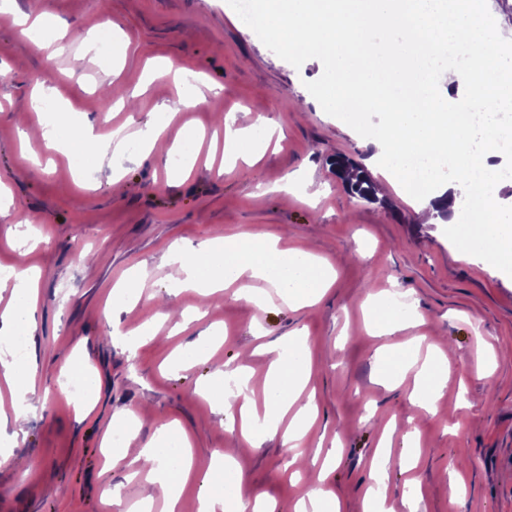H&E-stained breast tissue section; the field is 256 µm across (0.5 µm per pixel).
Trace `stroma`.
<instances>
[{"label":"stroma","mask_w":512,"mask_h":512,"mask_svg":"<svg viewBox=\"0 0 512 512\" xmlns=\"http://www.w3.org/2000/svg\"><path fill=\"white\" fill-rule=\"evenodd\" d=\"M42 0H0V267L37 276L36 321L0 326V357L31 369L44 408L17 429L0 416V512H131L161 492L138 450L164 424L188 432L199 462L236 449L248 502L273 501L293 512L313 481L335 494L341 512H363V495L380 444H387L380 493L388 512H512V268L490 269L484 253H462L460 224H427L401 188L386 194L384 212L345 191L330 161L342 155L364 166L374 183L387 175L366 138L326 114L306 89L322 70L316 61L294 67L239 23L225 0H51L52 25L67 50L54 58L21 37L18 14L37 15ZM119 25L112 59L96 36L105 21ZM206 73L207 107L187 123L173 119L179 92L172 82L146 83L157 60ZM48 80L58 107L95 133L135 137L148 124L165 125L166 143L196 141L189 176L165 153L139 159L125 150L75 171L62 151L37 132L51 112H34L37 81ZM107 98L106 112L88 111ZM276 124L255 163L224 160L226 130L242 113ZM123 171L121 190L112 187ZM295 194L284 200L283 183ZM269 232L283 249L313 248L335 270V283L315 306L291 309L255 284L265 304L238 301L226 288L202 297L175 287L172 242L194 249L205 239L240 231ZM146 276L137 294L124 289L133 273ZM398 292L414 320L384 337L365 324L367 303ZM153 322L156 340L128 347L113 337ZM24 329L27 346L14 357L6 338ZM298 333L305 341L317 416L297 449L282 437L248 445L239 410L201 399L198 388L244 367L256 408L265 401V348ZM407 353L440 350L447 379L438 411L414 396L415 370L385 386L377 354L383 345ZM93 365L95 407L63 392L67 370L80 357ZM488 360L491 375L470 369ZM141 415L120 467L103 453L113 415ZM419 457L413 470L402 461ZM120 486L122 506L112 504Z\"/></svg>","instance_id":"35a3bbf8"}]
</instances>
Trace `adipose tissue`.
<instances>
[{
    "label": "adipose tissue",
    "instance_id": "adipose-tissue-1",
    "mask_svg": "<svg viewBox=\"0 0 512 512\" xmlns=\"http://www.w3.org/2000/svg\"><path fill=\"white\" fill-rule=\"evenodd\" d=\"M179 80L184 107L195 109L205 106L206 97L200 87L206 77L164 62L150 71L149 80L168 77ZM272 131L271 120L263 115L246 116L243 127L227 132L224 155L228 158L258 156L259 147L254 140L256 130ZM491 184L480 183L463 176L457 169L438 171L427 189L420 194L424 201L427 223H439L441 215L435 209L438 200L448 201L450 212H457L462 203L476 195L493 193ZM482 236L491 243L489 257L492 265L512 267V224L502 210H494L487 217ZM169 261L178 265L184 287L203 296L213 295L228 284L238 286L237 300L250 304L258 297L252 283L262 280L278 288L283 300L292 306H311L329 291L334 281V271L317 256L306 250H284L276 236L246 230L225 243L206 241L193 251L180 245L169 249ZM304 346L295 336H287L278 344L268 346L270 363L265 383L269 397L263 411H256L249 395V379L238 375L235 389L226 391L216 386L199 389L202 398L212 401L240 400L241 432L245 438L282 436L285 442L300 440L314 422L316 406L312 397L306 396L305 387L310 373L302 362L292 361L293 353L303 352ZM175 439L180 451L177 468H170L165 460V444ZM144 456L155 459L157 468L154 480L164 495L165 512H179L182 488L189 474L196 468L193 445L187 431L177 423L160 427L152 440L143 448ZM232 488H225L223 480L210 482L198 502V512H242L244 504L243 481L234 476Z\"/></svg>",
    "mask_w": 512,
    "mask_h": 512
}]
</instances>
